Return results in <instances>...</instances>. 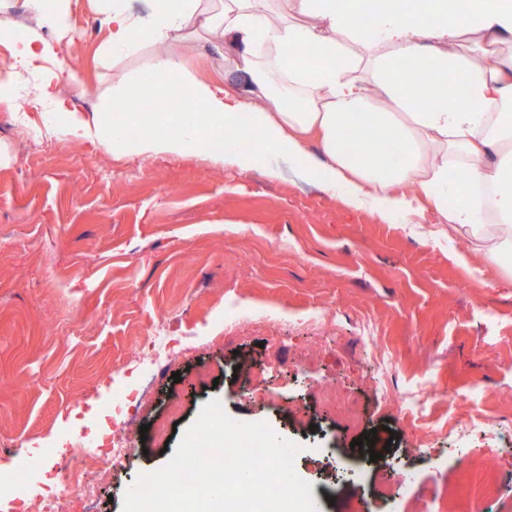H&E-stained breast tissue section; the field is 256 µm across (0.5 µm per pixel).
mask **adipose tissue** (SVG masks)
Instances as JSON below:
<instances>
[{
  "instance_id": "ef3b65f1",
  "label": "adipose tissue",
  "mask_w": 512,
  "mask_h": 512,
  "mask_svg": "<svg viewBox=\"0 0 512 512\" xmlns=\"http://www.w3.org/2000/svg\"><path fill=\"white\" fill-rule=\"evenodd\" d=\"M108 45L124 51L148 30L165 43L182 34L223 47L232 84L206 81L174 54L155 58L150 78L129 76L112 90V109L85 118L45 83L38 98L51 123L71 138L115 153L202 155L249 172L278 154L346 206L388 224L438 223L493 239L490 259L512 253V0H472L463 17L448 0H288L287 19L271 21L276 0H151L148 18L126 0H102ZM338 57L327 67L330 57ZM61 41H14L0 79L7 95L25 73L63 62ZM442 73L445 88L407 75ZM151 97L162 109L139 113L129 138L114 115ZM195 110L183 119V106ZM235 130L249 152L224 151ZM316 140L317 152L306 148ZM383 139L402 161L372 160ZM466 174L449 184L448 169Z\"/></svg>"
}]
</instances>
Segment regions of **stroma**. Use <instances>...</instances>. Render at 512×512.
Returning <instances> with one entry per match:
<instances>
[{"label": "stroma", "instance_id": "obj_1", "mask_svg": "<svg viewBox=\"0 0 512 512\" xmlns=\"http://www.w3.org/2000/svg\"><path fill=\"white\" fill-rule=\"evenodd\" d=\"M98 6L69 0L63 38L71 77L58 89L81 115L161 54L223 77L219 54L182 38L142 31L105 53ZM16 114L0 104V512H39L72 436L106 444L122 390L148 396L137 425L172 396L181 411L167 448L145 441L106 478L86 465L97 512H122L212 399L300 444L295 471L317 512L354 497L366 512H512V486L477 496L472 484L476 467L512 471V255L491 261L464 232L433 241L429 217L387 224L348 208L282 157L243 174L198 155H117L46 129L34 104L21 114L44 132L26 142ZM230 306L243 318L228 332ZM163 346L178 355L150 375ZM247 364L269 396L245 395ZM202 368L217 386L197 381ZM323 381L361 401L372 448L316 404ZM382 471L398 482L383 500Z\"/></svg>", "mask_w": 512, "mask_h": 512}]
</instances>
